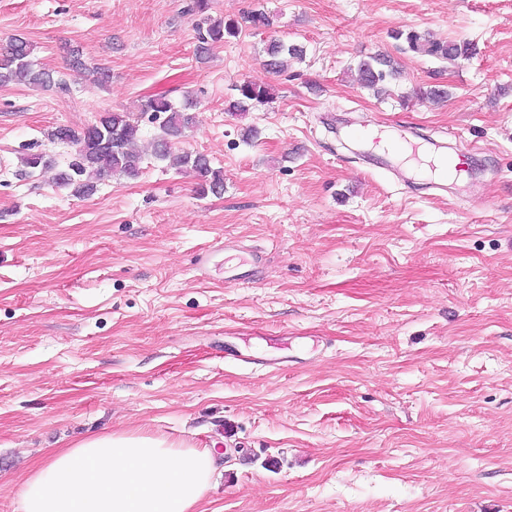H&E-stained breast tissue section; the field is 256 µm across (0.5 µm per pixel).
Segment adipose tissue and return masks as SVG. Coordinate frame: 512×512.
<instances>
[{"label": "adipose tissue", "instance_id": "adipose-tissue-1", "mask_svg": "<svg viewBox=\"0 0 512 512\" xmlns=\"http://www.w3.org/2000/svg\"><path fill=\"white\" fill-rule=\"evenodd\" d=\"M215 473L207 448L146 434L51 452L24 482L22 512H197Z\"/></svg>", "mask_w": 512, "mask_h": 512}]
</instances>
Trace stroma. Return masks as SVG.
Wrapping results in <instances>:
<instances>
[{
	"mask_svg": "<svg viewBox=\"0 0 512 512\" xmlns=\"http://www.w3.org/2000/svg\"><path fill=\"white\" fill-rule=\"evenodd\" d=\"M189 2L0 0V45L25 36L60 72L71 43L112 71L64 97L0 87V512L53 450L131 432L217 450L201 512H512V0H212L241 32L205 64ZM275 40L304 49L280 74ZM378 54L401 72L382 95L355 72ZM246 80L273 100L228 111ZM168 89L222 195L151 157L88 198L23 166H65L54 127ZM347 125L477 172L438 188L344 148ZM226 245L259 255L253 282L225 283ZM394 36L396 39H400L405 36L404 39L411 51L425 53L431 56H436L452 61L461 58L465 59L472 53V47L469 43H445L440 41H432L415 31L404 33L402 30H398L395 32Z\"/></svg>",
	"mask_w": 512,
	"mask_h": 512,
	"instance_id": "obj_1",
	"label": "stroma"
}]
</instances>
